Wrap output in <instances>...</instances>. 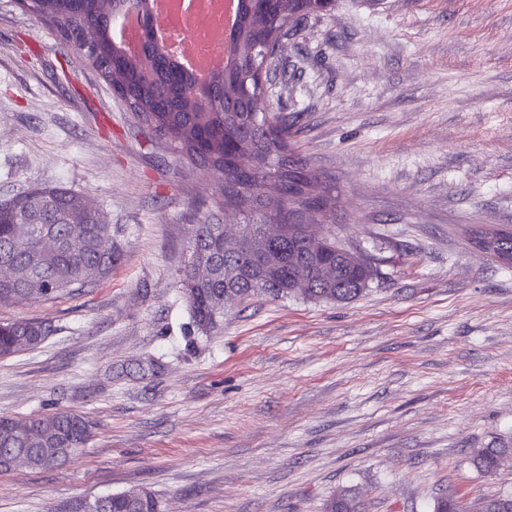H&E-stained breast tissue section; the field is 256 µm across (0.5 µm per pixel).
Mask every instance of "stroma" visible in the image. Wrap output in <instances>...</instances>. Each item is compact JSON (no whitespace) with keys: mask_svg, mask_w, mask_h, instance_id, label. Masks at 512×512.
Segmentation results:
<instances>
[{"mask_svg":"<svg viewBox=\"0 0 512 512\" xmlns=\"http://www.w3.org/2000/svg\"><path fill=\"white\" fill-rule=\"evenodd\" d=\"M335 197L326 224L379 275L345 303L230 305L198 335L178 284L210 176L140 125L45 21L0 0V202L63 186L105 213L107 280L0 306L50 329L0 359V416L93 425L83 455L0 472V512L144 487L165 512H432L512 493L474 449L512 442V268L472 228L512 225V0H335L266 91ZM156 361L143 373L139 364ZM326 512H362L363 505L351 490H342L325 505Z\"/></svg>","mask_w":512,"mask_h":512,"instance_id":"35a3bbf8","label":"stroma"}]
</instances>
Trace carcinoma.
I'll return each instance as SVG.
<instances>
[{
	"label": "carcinoma",
	"instance_id": "cac0c4a2",
	"mask_svg": "<svg viewBox=\"0 0 512 512\" xmlns=\"http://www.w3.org/2000/svg\"><path fill=\"white\" fill-rule=\"evenodd\" d=\"M148 0H33L32 13L51 24L58 33H75L80 45H91L88 63L98 70L107 64L103 80L116 89L127 88L134 98L138 122L149 120L151 132L170 143L179 156L206 171H224L219 187L222 206L241 212L245 221L236 244L224 242V225L204 221L193 225L190 256L179 270L180 285L195 330L210 335L222 327L224 299L239 304L255 298L277 301L288 297L314 302H346L361 296L374 280L370 263H353L336 255L331 244L313 239L315 254L304 256L296 242L277 241L261 232L263 225L282 214L285 204L304 209L299 224H312L316 204L327 212L336 206L331 196H308L316 173L300 157L290 141L288 121L272 111L270 102L240 94L249 81L253 49L265 43L269 56L283 38L298 32L294 26L298 0H240V22L231 64L208 81L212 96L221 105L211 112L199 111L197 80L162 56L151 79L146 80L128 65L112 66L118 58L112 30L118 14L132 8L145 19L144 39L153 42L156 22L148 21ZM239 155L253 161L248 169L234 163ZM471 243L480 244L501 265L512 267V229L477 231ZM273 251L279 274L272 280L258 277L262 254ZM119 259L112 242V225L89 199L63 187H33L0 203V265L10 268L0 278V306L25 300H54L64 294L92 287L106 278ZM303 277L308 287L296 291ZM48 335L42 322L19 319L0 323V359L40 345ZM92 437V425L82 415L59 411L28 417H0V471L9 470L5 460L23 456L34 469L55 464L44 457L47 450L84 448ZM512 446L480 448L471 458L484 474H494L507 459ZM76 512H164L151 491L138 487L93 500H74ZM325 512H363L358 497L349 490L334 495ZM433 512H512V494L490 496L472 510L463 502L438 499Z\"/></svg>",
	"mask_w": 512,
	"mask_h": 512
}]
</instances>
